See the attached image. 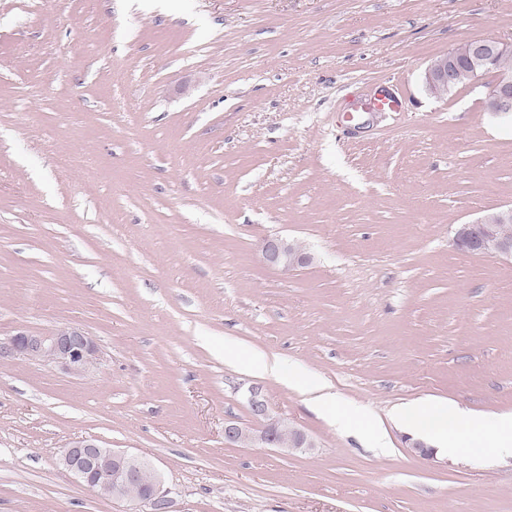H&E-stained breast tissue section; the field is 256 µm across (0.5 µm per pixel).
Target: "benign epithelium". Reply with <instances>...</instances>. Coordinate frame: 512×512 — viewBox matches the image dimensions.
<instances>
[{
	"label": "benign epithelium",
	"instance_id": "7a95c632",
	"mask_svg": "<svg viewBox=\"0 0 512 512\" xmlns=\"http://www.w3.org/2000/svg\"><path fill=\"white\" fill-rule=\"evenodd\" d=\"M512 52L494 39H477L458 44L448 54L434 59L424 73L425 87L444 94L458 85L459 72L472 83L494 74L495 80L484 100L488 112H512V73L494 70L496 58ZM512 204L490 208L474 221L457 224L453 230L454 245L470 254L490 255L512 261ZM266 265L283 272L310 265L313 256L304 244L294 239L273 238L262 245ZM21 357L53 365L63 372L82 376L98 367L100 350L94 339L74 327L43 332L20 331L0 339V360ZM252 414L263 425L246 428L235 422L224 423V441L232 445L273 446L290 452L313 448L315 442L269 409L257 389L250 390ZM61 465L82 485L94 493L129 502L134 512H171V490L166 487L156 468L148 461L125 452L102 448L91 440L69 443L60 456ZM140 486V494L129 488Z\"/></svg>",
	"mask_w": 512,
	"mask_h": 512
}]
</instances>
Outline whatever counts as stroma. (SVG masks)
Instances as JSON below:
<instances>
[{
	"label": "stroma",
	"instance_id": "stroma-1",
	"mask_svg": "<svg viewBox=\"0 0 512 512\" xmlns=\"http://www.w3.org/2000/svg\"><path fill=\"white\" fill-rule=\"evenodd\" d=\"M512 0H0V338L70 326L82 377L0 363V512H128L64 469L151 462L173 512H512V457L407 448L394 409L512 412V262L451 229L512 204V118L429 62ZM399 112L343 113L384 89ZM304 242L284 273L260 247ZM379 417L381 450L225 343ZM315 447L224 442L251 388Z\"/></svg>",
	"mask_w": 512,
	"mask_h": 512
}]
</instances>
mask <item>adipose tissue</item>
<instances>
[{
    "label": "adipose tissue",
    "mask_w": 512,
    "mask_h": 512,
    "mask_svg": "<svg viewBox=\"0 0 512 512\" xmlns=\"http://www.w3.org/2000/svg\"><path fill=\"white\" fill-rule=\"evenodd\" d=\"M225 360L244 362L254 372L272 376L290 388L316 394L317 409L339 430L361 435L375 447L386 445V435L375 418L353 404L341 403L328 393L318 376L274 356L257 352L240 356L233 347H225ZM401 419L412 433L447 448L454 456H512V413L492 417L472 413L462 415L452 404H413L404 408Z\"/></svg>",
    "instance_id": "1"
}]
</instances>
